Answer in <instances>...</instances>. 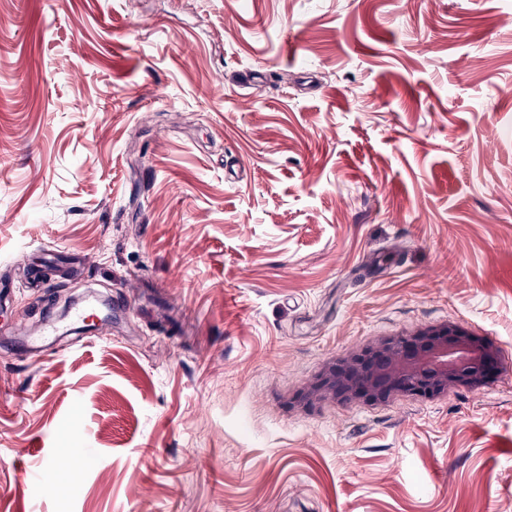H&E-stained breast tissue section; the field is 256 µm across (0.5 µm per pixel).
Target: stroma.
Here are the masks:
<instances>
[{"label":"stroma","mask_w":512,"mask_h":512,"mask_svg":"<svg viewBox=\"0 0 512 512\" xmlns=\"http://www.w3.org/2000/svg\"><path fill=\"white\" fill-rule=\"evenodd\" d=\"M444 322L485 387L297 407ZM0 512H512V0H0ZM86 467L85 458L57 451L54 454V464L47 465L45 471L50 484L61 488H74L78 486Z\"/></svg>","instance_id":"35a3bbf8"}]
</instances>
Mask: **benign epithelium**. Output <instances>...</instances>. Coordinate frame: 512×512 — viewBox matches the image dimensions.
<instances>
[{
  "label": "benign epithelium",
  "instance_id": "7a95c632",
  "mask_svg": "<svg viewBox=\"0 0 512 512\" xmlns=\"http://www.w3.org/2000/svg\"><path fill=\"white\" fill-rule=\"evenodd\" d=\"M500 364L491 340L455 324L380 339L327 366L299 404L333 399L380 403L399 395H446L487 384Z\"/></svg>",
  "mask_w": 512,
  "mask_h": 512
}]
</instances>
